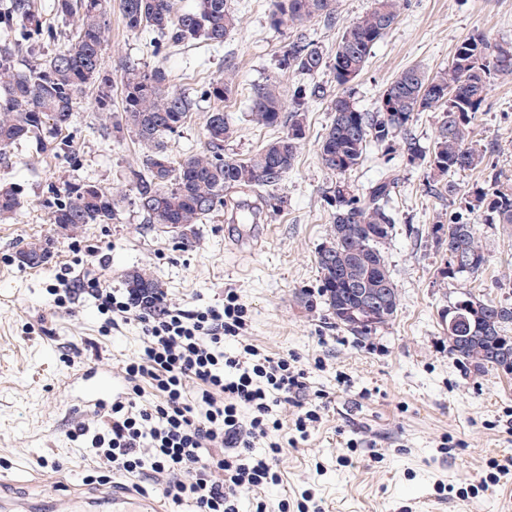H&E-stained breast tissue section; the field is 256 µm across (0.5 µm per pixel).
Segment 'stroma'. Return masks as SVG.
<instances>
[{"instance_id":"35a3bbf8","label":"stroma","mask_w":512,"mask_h":512,"mask_svg":"<svg viewBox=\"0 0 512 512\" xmlns=\"http://www.w3.org/2000/svg\"><path fill=\"white\" fill-rule=\"evenodd\" d=\"M374 3L337 0L335 22L314 19L303 30L332 53L344 25ZM231 5L241 21L223 48L194 42L158 55L148 35L127 31L119 5H112L103 66L114 75L128 58L160 65L191 93L223 77L225 62H232L235 88L223 108L234 133L224 153L246 158L281 134L251 122L253 86L276 80L288 95L295 86L318 82L332 95L336 84L327 70L313 78L282 69L293 31L272 26L269 0ZM477 33L512 44V0H409L352 85L356 107L375 111L384 89L406 69L436 75ZM213 107L197 101L190 120L168 141L173 158L201 149L203 117ZM331 119L327 102L310 103L306 138L277 189L288 199L286 208L265 212L247 230L238 211L215 213L196 226L189 248L179 246L175 233L144 224L128 180L137 140L130 133L101 139L92 97L79 102L72 125L51 149L32 139L0 156V178L16 183L25 198L13 218L0 221V512H15L9 501L16 493L41 500V512H65L73 496L88 502V512H113L109 489L86 480L90 450L67 436L73 421L96 422L93 410L74 405L82 384L73 373L76 363L97 362L120 376L124 361L139 351L141 330L132 323L102 336L92 299L83 296L59 309L51 292L59 277L79 274L122 288L137 268L153 273L172 305L215 304L226 289L236 290L250 309L253 342L272 354L297 355L309 392L329 396L307 438L282 449L279 484L257 493L270 512H278L284 499L288 512H297L306 494L322 512H506L512 477L498 476L494 464L512 458V373L479 371L454 359L447 308L464 286L512 305V226L478 225L488 256L483 273L464 286L445 278V256L429 233L458 211V203L437 197L428 169L409 163L401 147L369 144L349 179L363 192L388 172L398 176L390 203L395 229L383 250L400 306L392 323L369 336L336 328L317 293V252L328 238L332 212V176L321 165L318 142ZM470 139L512 181V74L493 76ZM83 181L122 194L118 216L87 225L79 235H61L49 222V190ZM45 239L48 263L18 264L19 250ZM91 246L96 256L88 255ZM257 494L244 491L242 512H250Z\"/></svg>"}]
</instances>
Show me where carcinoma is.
I'll use <instances>...</instances> for the list:
<instances>
[{"label":"carcinoma","instance_id":"obj_1","mask_svg":"<svg viewBox=\"0 0 512 512\" xmlns=\"http://www.w3.org/2000/svg\"><path fill=\"white\" fill-rule=\"evenodd\" d=\"M175 0H121L127 29L134 34L151 32L150 46L160 54L167 47L202 41L213 48L239 24L231 0H195L192 7L174 10ZM407 0H376L375 7L348 23L332 58L298 32L284 47L281 66L294 74L318 75L330 69L336 95L330 99V125L318 143L324 169L336 177L330 190L331 230L328 244L318 251V294L336 327L347 329L342 308L361 305L363 292L385 296V319L397 315L400 298L382 246L392 236L394 218L388 210L398 179L387 174L360 194L348 175L364 160L369 143H390L407 131L414 116L428 109L442 112L431 151L405 141L409 162L426 164L434 180L459 172H488V188H478L465 200V212L435 227V244L448 251L442 274L464 281L479 276L487 264L477 235L478 224H512V185L489 169L487 154L472 146L470 129L485 101L489 80L498 73H512V51L482 34L463 41L448 69L433 77L417 69L401 72L383 91L374 112H362L352 101V83L361 74L373 47L396 23ZM57 23L42 16L34 0H10L0 10V156L33 137L51 145L74 117L77 100L88 89L95 92L99 130L110 137L124 131L137 138L141 151L138 168L129 170L133 204L145 222L177 232L181 247L193 243L194 226L227 206L235 192L258 193L265 206L281 210L284 196L270 190L280 185L292 169L306 135L308 102L323 99L319 84L297 87L284 97L280 83L253 88L251 121L286 132L268 141L255 154L236 159L224 155V141L231 134L228 116L215 108L206 113L202 149L179 160L167 150V140L190 118L191 99L172 83L162 66L148 69L139 63H120L122 110L112 112V76L102 68L110 30L109 0H55ZM270 21L275 27L294 28L310 19L336 18V0H270ZM26 55L25 66H16ZM200 98L222 102L233 93V78L224 67V78L205 83ZM49 221L67 236L89 224H110L119 201L93 182L51 189ZM25 203L21 189L0 182V218L15 215ZM19 255L43 265L51 258L49 242L29 243ZM127 287L164 302V291L145 269L127 276ZM448 349L457 360L477 369L512 365V306L462 293L448 317Z\"/></svg>","mask_w":512,"mask_h":512}]
</instances>
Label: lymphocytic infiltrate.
Returning a JSON list of instances; mask_svg holds the SVG:
<instances>
[{
  "label": "lymphocytic infiltrate",
  "instance_id": "1",
  "mask_svg": "<svg viewBox=\"0 0 512 512\" xmlns=\"http://www.w3.org/2000/svg\"><path fill=\"white\" fill-rule=\"evenodd\" d=\"M53 294L59 308L78 295L92 298L102 335L134 321L141 326L142 350L122 367L124 392L97 411L95 425L80 422L69 432L89 440L95 471L139 475L177 507L240 512L244 490L280 479L289 432L275 407H299L293 432L302 437L321 418L322 403L303 396L298 357L251 342L249 308L235 290L214 305L159 310L94 281L64 279Z\"/></svg>",
  "mask_w": 512,
  "mask_h": 512
}]
</instances>
